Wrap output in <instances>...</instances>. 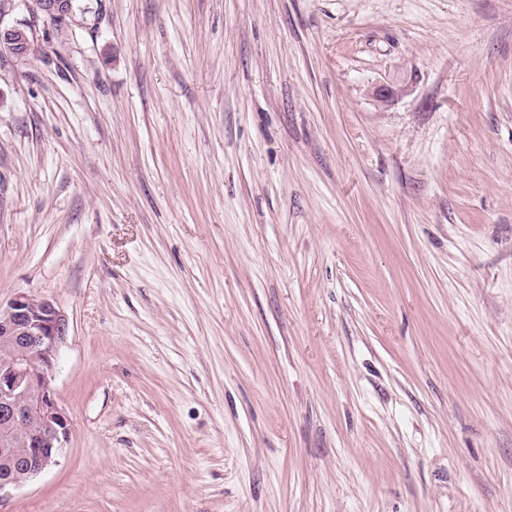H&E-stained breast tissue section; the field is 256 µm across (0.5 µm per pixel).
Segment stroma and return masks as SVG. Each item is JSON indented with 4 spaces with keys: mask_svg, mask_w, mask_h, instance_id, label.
<instances>
[{
    "mask_svg": "<svg viewBox=\"0 0 512 512\" xmlns=\"http://www.w3.org/2000/svg\"><path fill=\"white\" fill-rule=\"evenodd\" d=\"M36 22L0 303L67 313L71 434L0 512H512V0Z\"/></svg>",
    "mask_w": 512,
    "mask_h": 512,
    "instance_id": "stroma-1",
    "label": "stroma"
}]
</instances>
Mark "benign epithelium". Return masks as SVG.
<instances>
[{"mask_svg": "<svg viewBox=\"0 0 512 512\" xmlns=\"http://www.w3.org/2000/svg\"><path fill=\"white\" fill-rule=\"evenodd\" d=\"M32 17L66 23L74 0H32ZM37 41L33 23L0 25V53L29 56ZM69 319L45 296L18 292L0 305V492L22 487L58 463L71 420L54 387L58 355Z\"/></svg>", "mask_w": 512, "mask_h": 512, "instance_id": "obj_1", "label": "benign epithelium"}]
</instances>
